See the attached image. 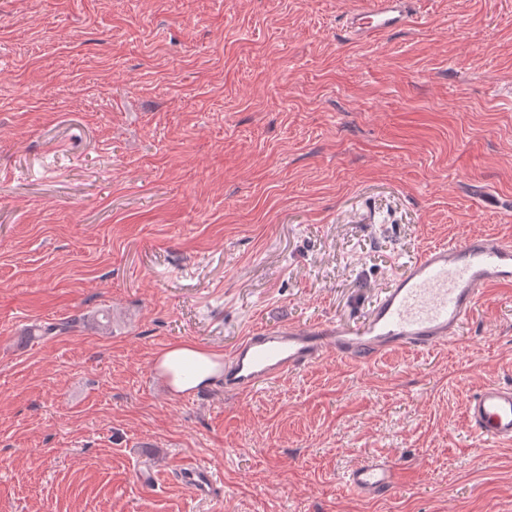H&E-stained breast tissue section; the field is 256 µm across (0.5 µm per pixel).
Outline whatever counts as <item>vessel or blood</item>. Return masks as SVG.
<instances>
[{
	"label": "vessel or blood",
	"mask_w": 512,
	"mask_h": 512,
	"mask_svg": "<svg viewBox=\"0 0 512 512\" xmlns=\"http://www.w3.org/2000/svg\"><path fill=\"white\" fill-rule=\"evenodd\" d=\"M415 0H370L346 16L355 39L369 42L401 30L413 19ZM512 287V241L473 236L431 247L417 257L376 299L362 325L341 321L288 324L245 336L224 363L225 391L243 394L259 384L306 368L326 348L346 359H372L397 348L427 349L448 342L493 288ZM467 420L483 440L512 442V386L490 384L470 402ZM198 497L214 496L215 471L194 463L178 471ZM349 488L365 497L391 493L394 466L367 458L346 475Z\"/></svg>",
	"instance_id": "1"
}]
</instances>
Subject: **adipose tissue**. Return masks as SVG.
<instances>
[{"instance_id":"1","label":"adipose tissue","mask_w":512,"mask_h":512,"mask_svg":"<svg viewBox=\"0 0 512 512\" xmlns=\"http://www.w3.org/2000/svg\"><path fill=\"white\" fill-rule=\"evenodd\" d=\"M156 366L179 392L204 389L213 384L222 371L217 355L191 343L169 346L157 358Z\"/></svg>"}]
</instances>
